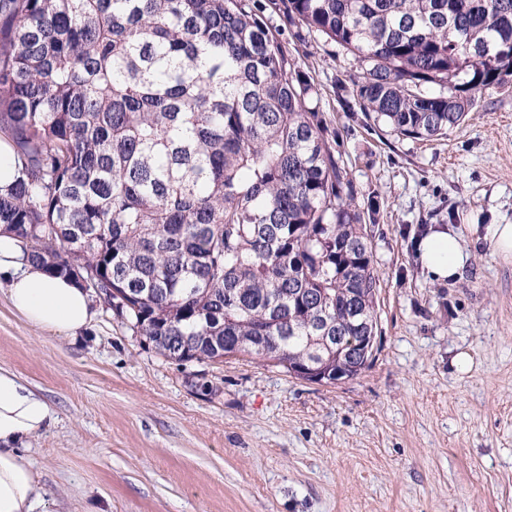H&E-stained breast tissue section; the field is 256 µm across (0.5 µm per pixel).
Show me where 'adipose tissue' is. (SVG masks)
I'll use <instances>...</instances> for the list:
<instances>
[{
    "label": "adipose tissue",
    "instance_id": "obj_1",
    "mask_svg": "<svg viewBox=\"0 0 512 512\" xmlns=\"http://www.w3.org/2000/svg\"><path fill=\"white\" fill-rule=\"evenodd\" d=\"M488 245L493 254L512 255V224H473L467 231L433 227L420 241L418 260L436 282L461 278L469 246ZM0 279L12 306L30 326L75 336L91 323L92 299L73 280L47 275L24 258L18 238L0 234ZM56 414L15 371L0 367V512H38V475L23 458L32 439L48 431Z\"/></svg>",
    "mask_w": 512,
    "mask_h": 512
}]
</instances>
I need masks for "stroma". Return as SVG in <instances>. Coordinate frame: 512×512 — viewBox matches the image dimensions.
Segmentation results:
<instances>
[{
	"label": "stroma",
	"mask_w": 512,
	"mask_h": 512,
	"mask_svg": "<svg viewBox=\"0 0 512 512\" xmlns=\"http://www.w3.org/2000/svg\"><path fill=\"white\" fill-rule=\"evenodd\" d=\"M265 16L319 90L358 203L377 206L373 356L333 384L259 360L181 365L105 309L63 338L0 292V366L57 415L25 454L42 508L512 512V256L479 247L441 284L415 248L432 226L512 224V86L486 89L446 135L404 136L361 110L350 54Z\"/></svg>",
	"instance_id": "1"
}]
</instances>
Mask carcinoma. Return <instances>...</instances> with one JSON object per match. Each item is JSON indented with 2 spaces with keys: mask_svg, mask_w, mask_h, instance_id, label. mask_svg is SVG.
Here are the masks:
<instances>
[{
  "mask_svg": "<svg viewBox=\"0 0 512 512\" xmlns=\"http://www.w3.org/2000/svg\"><path fill=\"white\" fill-rule=\"evenodd\" d=\"M357 61L363 110L447 134L512 83V0H268ZM259 0H0V226L165 359L336 378L376 321L362 210ZM440 87L435 92L432 87ZM19 175L18 165L10 148L6 144H0V187L10 185Z\"/></svg>",
  "mask_w": 512,
  "mask_h": 512,
  "instance_id": "1",
  "label": "carcinoma"
}]
</instances>
